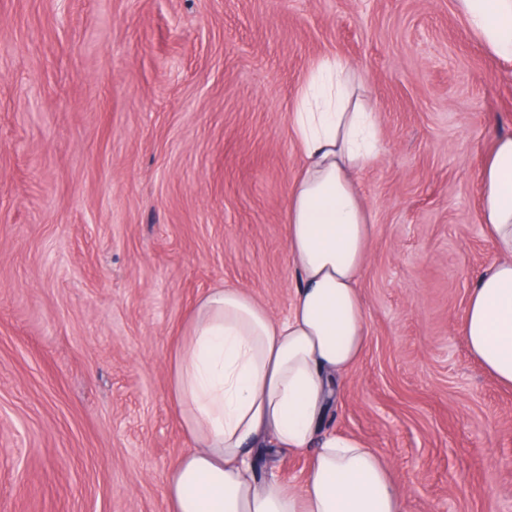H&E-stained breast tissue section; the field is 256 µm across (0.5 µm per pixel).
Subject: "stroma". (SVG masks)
Returning <instances> with one entry per match:
<instances>
[{
    "instance_id": "stroma-1",
    "label": "stroma",
    "mask_w": 512,
    "mask_h": 512,
    "mask_svg": "<svg viewBox=\"0 0 512 512\" xmlns=\"http://www.w3.org/2000/svg\"><path fill=\"white\" fill-rule=\"evenodd\" d=\"M327 56L379 133L368 340L323 429L383 456L405 512H512V389L461 335L512 62L455 0H0V512H169L178 330L214 288L289 313L291 115ZM309 462L253 452L262 480Z\"/></svg>"
}]
</instances>
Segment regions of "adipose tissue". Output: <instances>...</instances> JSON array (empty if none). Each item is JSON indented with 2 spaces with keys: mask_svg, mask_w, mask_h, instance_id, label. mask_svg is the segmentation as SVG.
I'll return each mask as SVG.
<instances>
[{
  "mask_svg": "<svg viewBox=\"0 0 512 512\" xmlns=\"http://www.w3.org/2000/svg\"><path fill=\"white\" fill-rule=\"evenodd\" d=\"M456 8L491 52L512 60V0ZM356 83L349 63L324 59L293 116L302 166L287 195L298 277L289 315L274 318L244 289L216 288L183 325L169 395L192 446L167 478L170 512H405L375 449L320 431L367 338L358 282L374 224L354 175L374 157L377 119ZM480 209L495 257L470 291L461 334L484 370L512 387V136L497 138L483 164ZM266 439L311 451L300 487L252 472L250 450Z\"/></svg>",
  "mask_w": 512,
  "mask_h": 512,
  "instance_id": "1",
  "label": "adipose tissue"
}]
</instances>
